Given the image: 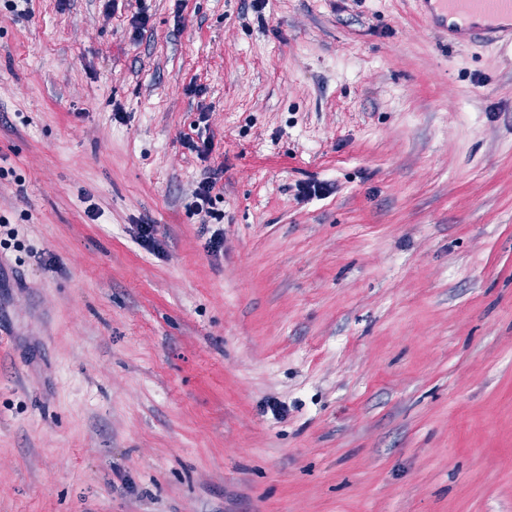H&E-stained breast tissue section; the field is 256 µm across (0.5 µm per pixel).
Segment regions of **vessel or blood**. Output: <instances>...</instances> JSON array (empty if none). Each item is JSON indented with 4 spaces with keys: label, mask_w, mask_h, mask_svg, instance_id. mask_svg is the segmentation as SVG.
I'll return each instance as SVG.
<instances>
[{
    "label": "vessel or blood",
    "mask_w": 512,
    "mask_h": 512,
    "mask_svg": "<svg viewBox=\"0 0 512 512\" xmlns=\"http://www.w3.org/2000/svg\"><path fill=\"white\" fill-rule=\"evenodd\" d=\"M430 24L455 44L512 45V0H416Z\"/></svg>",
    "instance_id": "b4317fda"
}]
</instances>
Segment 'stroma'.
Returning <instances> with one entry per match:
<instances>
[{
	"label": "stroma",
	"mask_w": 512,
	"mask_h": 512,
	"mask_svg": "<svg viewBox=\"0 0 512 512\" xmlns=\"http://www.w3.org/2000/svg\"><path fill=\"white\" fill-rule=\"evenodd\" d=\"M0 512H512V49L0 0ZM215 177H207L199 183L195 190L193 198V207L196 214L204 213V217H212L213 212L211 211L210 205L212 204V191L216 186Z\"/></svg>",
	"instance_id": "obj_1"
}]
</instances>
